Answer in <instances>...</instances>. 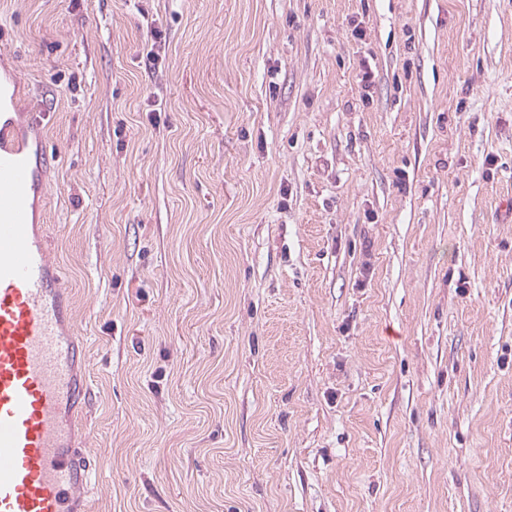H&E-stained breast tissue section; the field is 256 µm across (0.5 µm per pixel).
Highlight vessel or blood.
Here are the masks:
<instances>
[{"mask_svg":"<svg viewBox=\"0 0 512 512\" xmlns=\"http://www.w3.org/2000/svg\"><path fill=\"white\" fill-rule=\"evenodd\" d=\"M0 68V512H91L87 352L40 222L43 119Z\"/></svg>","mask_w":512,"mask_h":512,"instance_id":"1","label":"vessel or blood"}]
</instances>
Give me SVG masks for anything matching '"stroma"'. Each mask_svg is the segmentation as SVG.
Returning a JSON list of instances; mask_svg holds the SVG:
<instances>
[{
	"label": "stroma",
	"instance_id": "obj_1",
	"mask_svg": "<svg viewBox=\"0 0 512 512\" xmlns=\"http://www.w3.org/2000/svg\"><path fill=\"white\" fill-rule=\"evenodd\" d=\"M0 58L93 512H512V0H0Z\"/></svg>",
	"mask_w": 512,
	"mask_h": 512
}]
</instances>
